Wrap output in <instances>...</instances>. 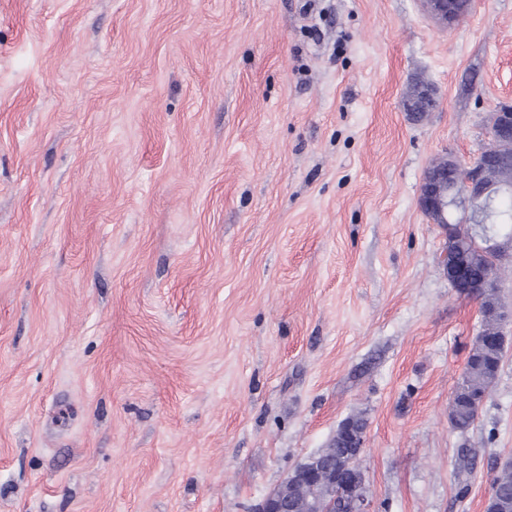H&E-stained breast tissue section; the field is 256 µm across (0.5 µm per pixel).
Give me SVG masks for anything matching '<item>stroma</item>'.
Returning <instances> with one entry per match:
<instances>
[{
  "mask_svg": "<svg viewBox=\"0 0 512 512\" xmlns=\"http://www.w3.org/2000/svg\"><path fill=\"white\" fill-rule=\"evenodd\" d=\"M303 3L0 0V512H251L356 415L373 512H485L512 323L453 430L480 303L418 197L512 103V0ZM446 271L453 288L462 295L477 297L483 290L493 288L490 283L473 282L464 265H451L446 267ZM501 357L499 346L486 345L476 336L470 349L466 372L455 389L449 404L448 417L453 429L464 433L475 423L480 403L497 376L488 369Z\"/></svg>",
  "mask_w": 512,
  "mask_h": 512,
  "instance_id": "35a3bbf8",
  "label": "stroma"
}]
</instances>
